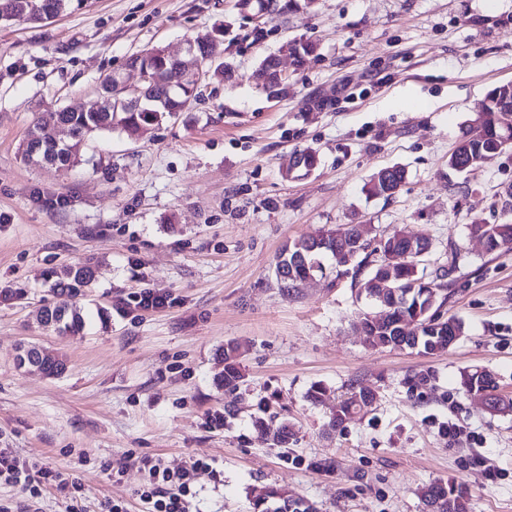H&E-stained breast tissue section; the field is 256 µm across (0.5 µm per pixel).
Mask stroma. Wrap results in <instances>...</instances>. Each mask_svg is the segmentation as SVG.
Returning a JSON list of instances; mask_svg holds the SVG:
<instances>
[{
    "instance_id": "stroma-1",
    "label": "stroma",
    "mask_w": 512,
    "mask_h": 512,
    "mask_svg": "<svg viewBox=\"0 0 512 512\" xmlns=\"http://www.w3.org/2000/svg\"><path fill=\"white\" fill-rule=\"evenodd\" d=\"M224 27V80L136 138L94 135L78 164L25 162L33 119L91 110L100 84H135L131 55L182 53ZM316 51L294 64L295 40ZM269 54L289 76L278 96L250 75ZM512 82V0H82L50 22L0 23V448L79 478L83 512L106 501L142 512L140 461L172 470L206 461L192 512H252L283 489L317 512H423L422 488L464 484L470 512H512V413H492L462 385L491 371L512 397V249L483 250L479 220H512V154L464 174L448 157L494 86ZM314 171L287 178L293 152ZM407 177L392 198L365 186L386 166ZM429 238L428 278L450 268L443 317L465 324L448 351L373 349L357 328L375 305L351 276L324 274L283 292L287 242L340 224ZM92 259L77 296L85 325L59 336L37 313L52 272ZM143 291L170 307L135 308ZM240 347L249 391L224 392V347ZM39 344L67 368L18 366ZM431 375L418 387V373ZM322 386L320 403L308 392ZM376 396L343 430L326 423L350 387ZM270 401L296 442L273 446L254 423ZM235 409L220 428L210 415ZM462 431L449 440L446 422ZM123 470L122 480L111 473Z\"/></svg>"
}]
</instances>
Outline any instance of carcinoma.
Returning a JSON list of instances; mask_svg holds the SVG:
<instances>
[{
  "mask_svg": "<svg viewBox=\"0 0 512 512\" xmlns=\"http://www.w3.org/2000/svg\"><path fill=\"white\" fill-rule=\"evenodd\" d=\"M51 11L54 16L64 13L72 0H0V21L39 22L34 3ZM130 66L147 70L153 79V93L157 101L143 106L140 110L112 111V92L115 80L104 81L100 94V106L93 112H74L68 108L48 112L34 119L27 132L26 144L30 151L39 156L49 157L56 165L68 168L79 160V155L64 146H55L48 139V129L53 124L65 125L73 136L80 140L86 131H110L118 128L128 136L137 134L146 124H160L172 116V112L184 108L192 95L194 81L187 77L177 63L160 57V50L150 49L130 59ZM481 110L488 120L478 127L468 126L458 141L455 151L448 158V167L471 165L479 167L498 155L499 146L505 140L512 141V82L494 87L481 103ZM406 177L399 168L393 173L392 184L384 185L382 179L372 177L366 185V193L382 197L387 190H399ZM353 226L342 224L319 235L326 247L316 246V238H300L285 246L275 266L276 278L283 289L295 288L310 275L323 272L322 259L329 256L336 268L356 263L354 275H359L369 266L368 274L354 282L358 294L370 299L383 296L385 308L390 312L388 322L371 329L368 345L374 349L393 347L399 323L414 324L413 339L427 353H441L448 350V334L438 328L431 316L432 309H438L448 300L449 282L436 284L425 278L419 265L413 262L411 243L399 233L392 232L380 237L376 246L364 242L354 247L351 233ZM471 236L485 240L487 252L494 253L503 248H512V221L502 224H484L474 221L469 225ZM54 288L67 300L54 307L40 310L43 323L51 326L61 336H75L84 326L81 309L70 299L82 290L92 287L94 271L91 262H77L55 273ZM219 385L228 392H238L245 385V374L239 361L238 347L224 348V371L218 376ZM463 385L469 394L491 391L490 397L498 407L495 411H511L512 399L505 400L496 393L494 375L486 370H476L464 375ZM263 416L256 419V425L266 431L273 444L286 448L294 440L293 426L279 419L280 413L269 404L259 407ZM368 411L364 389H350L336 403V410L330 416L328 428L336 431L344 427L353 415ZM424 505L440 503V512H469V496L463 485L451 480L447 483L434 482L420 492ZM253 512H316L315 508L285 491L271 488L265 496L253 502Z\"/></svg>",
  "mask_w": 512,
  "mask_h": 512,
  "instance_id": "1",
  "label": "carcinoma"
}]
</instances>
